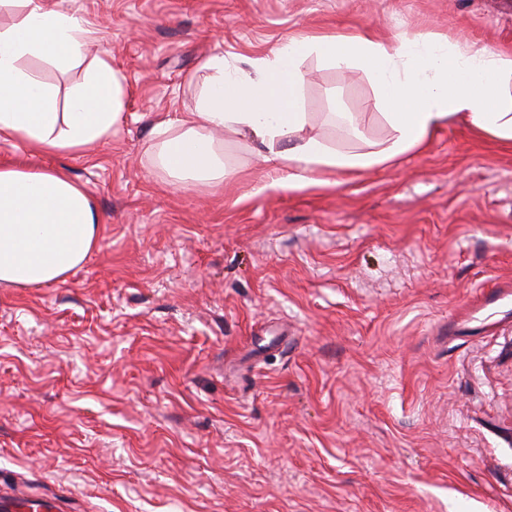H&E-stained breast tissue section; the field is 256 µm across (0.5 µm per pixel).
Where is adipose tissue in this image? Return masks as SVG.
<instances>
[{
  "mask_svg": "<svg viewBox=\"0 0 512 512\" xmlns=\"http://www.w3.org/2000/svg\"><path fill=\"white\" fill-rule=\"evenodd\" d=\"M0 139L47 155L78 154L112 136L123 110L121 74L108 51L87 57L96 31L85 17L48 0H0ZM358 69L374 86L373 108L390 126V144L342 152L307 132L303 62ZM40 59L82 68L66 94L26 65ZM202 89L192 111L159 123V165L180 183L224 182V155L213 133L247 138L276 173L273 186H329L330 175L356 174L424 149L451 119L479 135L512 144V55L448 38L399 34L379 38L365 26L349 33L290 38L247 65L223 55L199 66ZM100 242V216L85 189L60 169L0 166V284L37 288L64 279Z\"/></svg>",
  "mask_w": 512,
  "mask_h": 512,
  "instance_id": "1",
  "label": "adipose tissue"
}]
</instances>
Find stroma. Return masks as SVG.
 <instances>
[{"mask_svg": "<svg viewBox=\"0 0 512 512\" xmlns=\"http://www.w3.org/2000/svg\"><path fill=\"white\" fill-rule=\"evenodd\" d=\"M112 53V136L0 164L64 169L101 240L64 280L0 287V491L71 512H512V145L461 120L329 188H267L225 133L216 190L154 127L207 56L373 27L512 54V0H62ZM302 69L310 131L388 145L366 74ZM353 113L360 136L330 111Z\"/></svg>", "mask_w": 512, "mask_h": 512, "instance_id": "35a3bbf8", "label": "stroma"}]
</instances>
